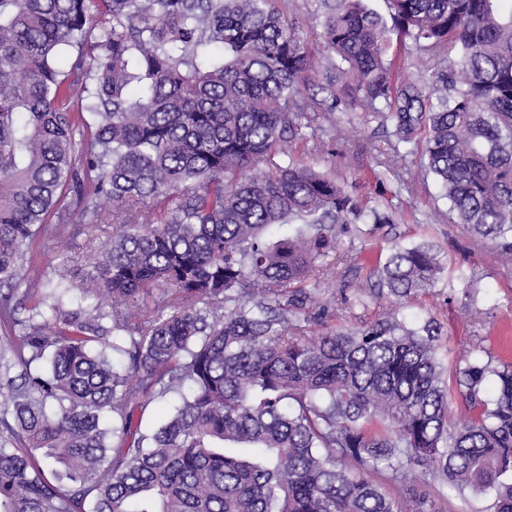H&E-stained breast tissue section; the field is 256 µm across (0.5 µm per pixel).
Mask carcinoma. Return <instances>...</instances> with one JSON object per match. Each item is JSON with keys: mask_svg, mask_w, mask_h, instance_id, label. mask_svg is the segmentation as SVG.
Wrapping results in <instances>:
<instances>
[{"mask_svg": "<svg viewBox=\"0 0 512 512\" xmlns=\"http://www.w3.org/2000/svg\"><path fill=\"white\" fill-rule=\"evenodd\" d=\"M384 3H321L317 100L271 0H0V329L22 367L0 373V512H445L435 480L512 512V364L490 399L488 366L458 372L452 427L432 324L326 325L435 287L434 246L317 293L336 240L393 218L286 145L358 107L390 169L426 133L449 218L512 262V0ZM395 38L443 66L396 78ZM101 197L116 230L91 273L28 285L35 241L101 223ZM392 305L389 300L385 299L371 303L367 307L354 305L350 309L340 310L336 320L328 322V326L332 329H336V331L351 327H360L361 325L372 322L383 313L395 309L396 306Z\"/></svg>", "mask_w": 512, "mask_h": 512, "instance_id": "cac0c4a2", "label": "carcinoma"}]
</instances>
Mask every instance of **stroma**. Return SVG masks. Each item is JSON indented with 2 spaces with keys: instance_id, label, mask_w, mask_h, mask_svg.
Returning a JSON list of instances; mask_svg holds the SVG:
<instances>
[{
  "instance_id": "stroma-1",
  "label": "stroma",
  "mask_w": 512,
  "mask_h": 512,
  "mask_svg": "<svg viewBox=\"0 0 512 512\" xmlns=\"http://www.w3.org/2000/svg\"><path fill=\"white\" fill-rule=\"evenodd\" d=\"M272 5L295 20L304 38L318 41L323 24L318 0H273ZM323 126L313 142L293 143L295 156L332 172L366 208L394 216L393 223L382 225L375 233L337 240V254L357 251L362 256L363 267L354 284L373 287L370 270L396 243L410 246L432 242L446 266L462 264L474 275L469 287L443 277L435 288L397 309L382 299L365 307L340 310L331 328L358 327L394 309L412 326L429 319L436 321L440 328L438 352L449 370L469 361L492 368L503 361L512 362V265L503 263L491 247L475 242L464 225L448 223V201L426 171L422 153L410 156L405 169L395 175L381 164L389 147L377 120L362 111L337 112ZM111 238L108 224L98 225L90 238L83 225H68L60 238L42 241L29 275L45 280L68 269L75 279H82L88 271L84 256L89 245L101 248Z\"/></svg>"
}]
</instances>
